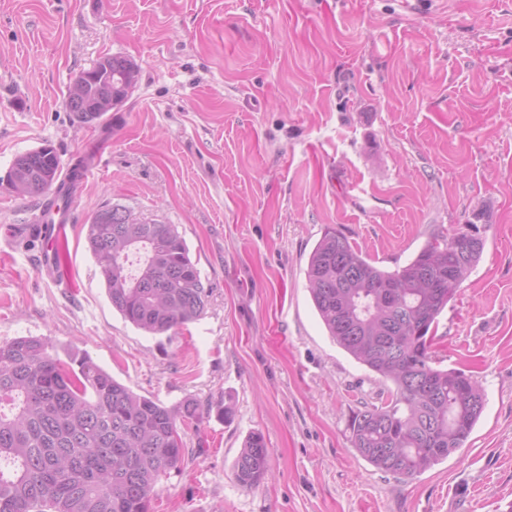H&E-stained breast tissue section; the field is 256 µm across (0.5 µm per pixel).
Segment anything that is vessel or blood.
Here are the masks:
<instances>
[{"label":"vessel or blood","mask_w":512,"mask_h":512,"mask_svg":"<svg viewBox=\"0 0 512 512\" xmlns=\"http://www.w3.org/2000/svg\"><path fill=\"white\" fill-rule=\"evenodd\" d=\"M100 164L101 159L96 156L78 175L63 171L60 182L69 187V194L64 197H51L49 203L39 206L34 223L21 225L14 231V237L18 240L32 235L38 237L41 245L37 251L35 264L39 273L50 282H65L69 279L70 208Z\"/></svg>","instance_id":"vessel-or-blood-1"}]
</instances>
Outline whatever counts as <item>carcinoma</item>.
<instances>
[{"label":"carcinoma","mask_w":512,"mask_h":512,"mask_svg":"<svg viewBox=\"0 0 512 512\" xmlns=\"http://www.w3.org/2000/svg\"><path fill=\"white\" fill-rule=\"evenodd\" d=\"M139 70L108 56L85 71V90L66 106L82 124L104 116L99 101L124 102ZM50 145L18 155L9 189L42 196L58 178ZM108 223L87 225V244L105 279L112 307L125 321L163 335L196 320L210 291L174 224L148 222L114 206ZM478 231L433 233L401 268L375 266L333 227L309 254L307 279L329 336L380 377L381 404L350 412V441L378 470L412 479L462 448L484 408L482 390L461 370L435 366L437 317L458 293L484 247L448 271V252ZM139 257L130 271L131 255ZM453 281H448V277ZM47 338L19 336L0 344V512H149L160 478L185 457L178 424L197 423L202 406L188 398L166 406L116 380L80 350L67 360ZM268 448L254 432L234 462L243 488L267 476Z\"/></svg>","instance_id":"1"}]
</instances>
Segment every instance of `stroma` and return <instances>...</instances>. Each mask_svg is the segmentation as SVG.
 <instances>
[{
  "label": "stroma",
  "instance_id": "35a3bbf8",
  "mask_svg": "<svg viewBox=\"0 0 512 512\" xmlns=\"http://www.w3.org/2000/svg\"><path fill=\"white\" fill-rule=\"evenodd\" d=\"M140 70L109 125L74 120L73 80ZM103 145L74 205L75 290L0 248V343L50 338L136 393L231 407L184 429L151 512H512V0H0V180L49 145ZM177 225L210 290L171 337L113 308L86 241L102 207ZM485 211L483 256L438 316L440 367L484 410L464 448L411 480L365 462L349 412L385 386L328 335L307 284L325 227L377 267ZM262 432L269 475L233 464Z\"/></svg>",
  "mask_w": 512,
  "mask_h": 512
}]
</instances>
